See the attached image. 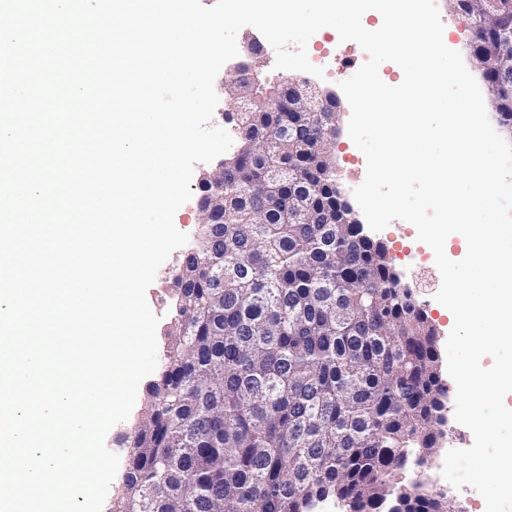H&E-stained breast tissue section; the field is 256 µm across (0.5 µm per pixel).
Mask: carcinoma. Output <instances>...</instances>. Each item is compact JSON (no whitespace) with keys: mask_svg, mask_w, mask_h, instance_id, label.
Masks as SVG:
<instances>
[{"mask_svg":"<svg viewBox=\"0 0 512 512\" xmlns=\"http://www.w3.org/2000/svg\"><path fill=\"white\" fill-rule=\"evenodd\" d=\"M451 2L485 72L512 70V49L488 43L512 24V0L493 12ZM492 103L511 132L512 97ZM274 104L238 113L224 223L171 272L165 361L124 436L112 512H312L328 498L343 512H455L444 493L399 481L446 434L436 327L339 196L336 113ZM269 169L288 182L270 190Z\"/></svg>","mask_w":512,"mask_h":512,"instance_id":"carcinoma-1","label":"carcinoma"}]
</instances>
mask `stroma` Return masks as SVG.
<instances>
[{"label":"stroma","mask_w":512,"mask_h":512,"mask_svg":"<svg viewBox=\"0 0 512 512\" xmlns=\"http://www.w3.org/2000/svg\"><path fill=\"white\" fill-rule=\"evenodd\" d=\"M434 3L439 10L448 42L456 45L467 69H474L470 51L473 34L469 16L454 8L450 0H434ZM323 54L335 58L338 75L325 79L313 76L309 82L318 90L336 97L337 134L332 153L340 189L349 198L354 188L365 178L366 160L348 134L351 109L339 83L353 76L367 61L368 55L356 43L340 41L331 33L325 34L323 41L312 40L307 44L309 59H316ZM377 237L387 245L402 282L411 288L416 301L427 312L438 331L440 341H447L451 327L442 312L441 304L435 299L441 285V276L435 265L434 252L418 241L415 226L406 221H393L386 229L378 232Z\"/></svg>","instance_id":"obj_1"}]
</instances>
